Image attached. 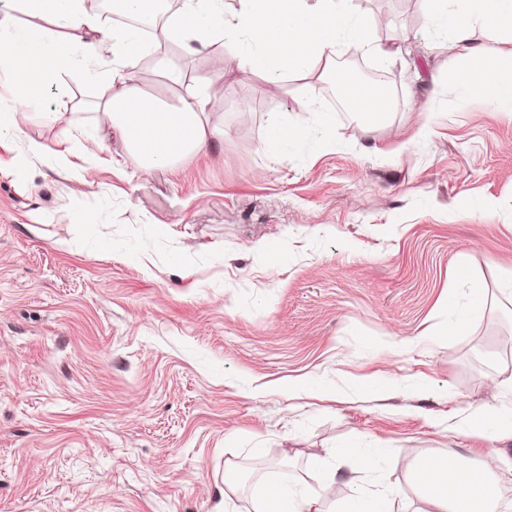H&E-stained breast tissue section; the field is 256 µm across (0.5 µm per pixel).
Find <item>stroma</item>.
Wrapping results in <instances>:
<instances>
[{"label": "stroma", "mask_w": 512, "mask_h": 512, "mask_svg": "<svg viewBox=\"0 0 512 512\" xmlns=\"http://www.w3.org/2000/svg\"><path fill=\"white\" fill-rule=\"evenodd\" d=\"M353 6L372 45L402 49L341 50L385 74L377 117L336 111L338 76L316 69L269 94L216 38L169 57L187 84L225 85L223 149L142 170L92 108L107 51L48 78L53 123L0 129V161L27 136L61 143L94 190L49 159L0 175V512H253L239 474L308 491L343 447L367 465L337 474L323 512L380 492L420 512L419 465L512 458L464 428L512 408V113L432 97L462 50L421 0ZM275 115L305 137L272 159Z\"/></svg>", "instance_id": "35a3bbf8"}]
</instances>
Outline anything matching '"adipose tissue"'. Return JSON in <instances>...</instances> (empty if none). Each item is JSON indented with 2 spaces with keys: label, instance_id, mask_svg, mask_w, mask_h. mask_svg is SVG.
Wrapping results in <instances>:
<instances>
[{
  "label": "adipose tissue",
  "instance_id": "obj_1",
  "mask_svg": "<svg viewBox=\"0 0 512 512\" xmlns=\"http://www.w3.org/2000/svg\"><path fill=\"white\" fill-rule=\"evenodd\" d=\"M270 0H240L232 19L224 17V0H182L167 13V0H105L117 16L166 14L161 33L168 39L200 43L221 35L241 69L263 77L269 88L282 86L288 76L312 67L323 73L336 68L342 42L366 48L367 19L355 15L352 0H285L273 8ZM437 30L451 32L466 47V62L455 80L439 84L441 94L455 98L470 85L495 103L512 101V49L485 55L470 44L475 26L512 29V0H467L465 10L448 13L444 0H424ZM30 16L18 23L16 11ZM112 53V68L94 73L108 96L97 106L103 118L120 131L129 152L147 169L176 167L183 159L223 142L226 133L207 110L208 97L185 85L181 70L164 66L163 75L181 87L177 103L147 95L131 84L121 62L142 51L139 29L105 26L86 0H0V70L12 75L10 98H0V126L26 127L32 107L45 95L46 81L70 68L77 58H92L101 49ZM499 456L466 468L444 459L424 464L416 481L429 512H512V498L496 505L487 493ZM254 512H322L318 496L272 495L256 485Z\"/></svg>",
  "mask_w": 512,
  "mask_h": 512
}]
</instances>
